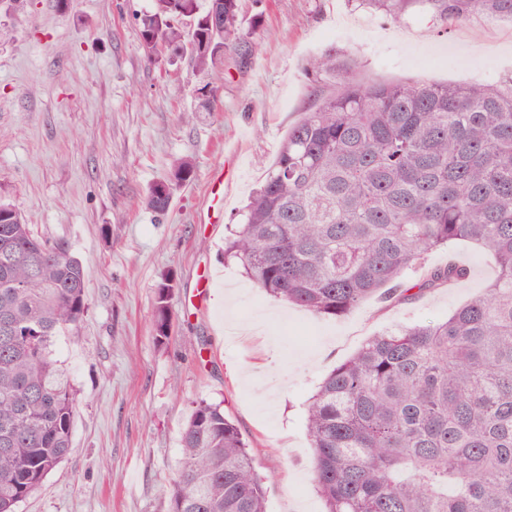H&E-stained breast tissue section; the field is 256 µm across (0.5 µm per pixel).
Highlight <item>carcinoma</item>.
I'll return each mask as SVG.
<instances>
[{"label": "carcinoma", "instance_id": "carcinoma-1", "mask_svg": "<svg viewBox=\"0 0 512 512\" xmlns=\"http://www.w3.org/2000/svg\"><path fill=\"white\" fill-rule=\"evenodd\" d=\"M395 19L420 4L443 27L512 22V0H355ZM148 60L187 53L221 73L252 50L241 0H154L137 16ZM329 49L309 60L314 105L283 140L225 238L224 256L266 294L322 317L398 302L466 278L456 265L408 283L457 241L491 253L497 275L448 319L370 337L323 379L306 416L326 512H512V77L497 85L360 80ZM195 166L175 161L148 188L159 215ZM69 242L36 234L0 200V512H16L73 450L75 396L53 359L87 311ZM172 274L153 304L155 340L173 327ZM170 512H266L238 427L200 401L180 436Z\"/></svg>", "mask_w": 512, "mask_h": 512}]
</instances>
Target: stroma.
Segmentation results:
<instances>
[{
    "label": "stroma",
    "instance_id": "35a3bbf8",
    "mask_svg": "<svg viewBox=\"0 0 512 512\" xmlns=\"http://www.w3.org/2000/svg\"><path fill=\"white\" fill-rule=\"evenodd\" d=\"M152 0H23L0 13V196L83 264L88 309L54 357L76 393L71 454L18 512H169L180 433L199 401L236 424L264 482L266 512H325L312 474L306 407L323 377L368 337L445 320L483 292L496 262L461 242L467 278L405 302L372 299L320 318L256 288L224 258V240L313 105L304 68L336 48L361 79L496 82L512 74V24L473 16L440 28L420 7L403 19L354 0H243L248 54L224 55L214 112L185 58L150 65L135 21ZM195 178L165 215L142 199L174 159ZM224 172V218L209 223L212 176ZM174 273L165 344L153 303ZM212 288H205V276Z\"/></svg>",
    "mask_w": 512,
    "mask_h": 512
}]
</instances>
